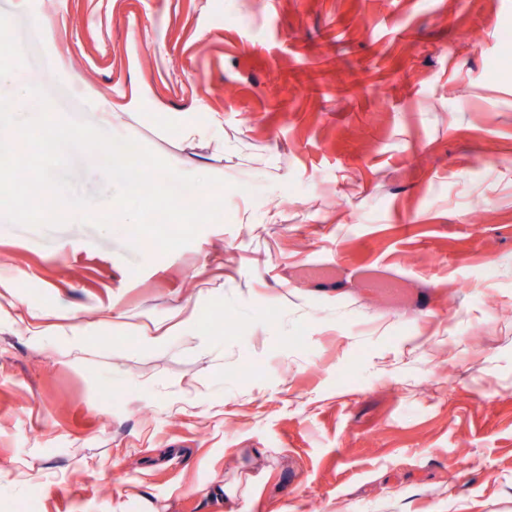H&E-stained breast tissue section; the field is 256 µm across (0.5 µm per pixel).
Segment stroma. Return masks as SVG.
<instances>
[{
    "label": "stroma",
    "instance_id": "35a3bbf8",
    "mask_svg": "<svg viewBox=\"0 0 512 512\" xmlns=\"http://www.w3.org/2000/svg\"><path fill=\"white\" fill-rule=\"evenodd\" d=\"M0 97L222 179L170 253L0 217V512H512V0H0ZM90 215L100 155L70 154ZM374 270L416 283L395 309Z\"/></svg>",
    "mask_w": 512,
    "mask_h": 512
}]
</instances>
